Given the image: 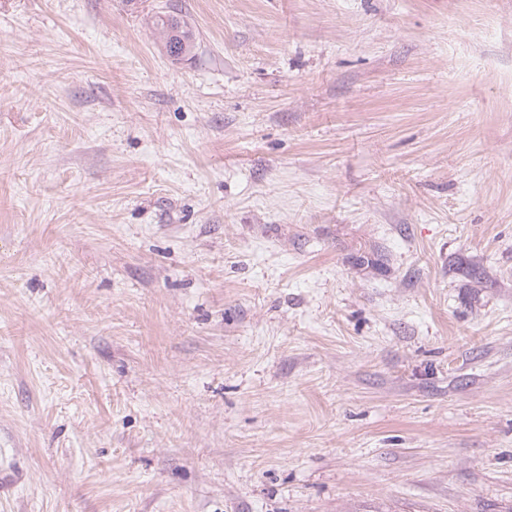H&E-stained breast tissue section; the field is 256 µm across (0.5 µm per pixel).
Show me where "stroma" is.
Here are the masks:
<instances>
[{"instance_id": "35a3bbf8", "label": "stroma", "mask_w": 512, "mask_h": 512, "mask_svg": "<svg viewBox=\"0 0 512 512\" xmlns=\"http://www.w3.org/2000/svg\"><path fill=\"white\" fill-rule=\"evenodd\" d=\"M0 512H512V0H0ZM170 57L181 60L189 56L196 45V32L176 15L158 16L154 22Z\"/></svg>"}]
</instances>
